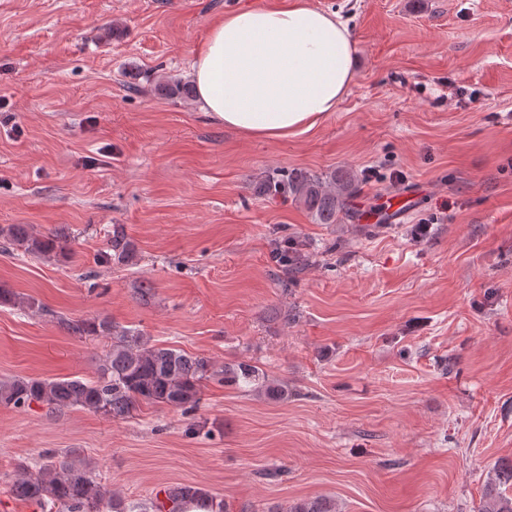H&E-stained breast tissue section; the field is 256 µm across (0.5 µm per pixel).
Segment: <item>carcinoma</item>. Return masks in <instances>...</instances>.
Listing matches in <instances>:
<instances>
[{"instance_id":"obj_1","label":"carcinoma","mask_w":512,"mask_h":512,"mask_svg":"<svg viewBox=\"0 0 512 512\" xmlns=\"http://www.w3.org/2000/svg\"><path fill=\"white\" fill-rule=\"evenodd\" d=\"M355 189L354 178L346 172L330 178L302 170L266 175L260 192L271 198L291 197L303 205L318 224H337L345 213ZM3 249L14 246L23 253L48 258L65 254L56 235L34 233L23 224L0 227ZM136 256V246L119 224L112 226L105 263L128 265ZM272 258L285 281H295L309 266L311 256L297 238L275 244ZM70 335L83 339L104 336L110 348L95 381L79 378H13L0 381V404L16 409L39 404L49 411L72 407L122 418L139 403L197 409L204 384L217 380L226 385L249 388L272 401L288 400V386L272 383L259 369L245 362L220 368L205 357L188 356L172 348H158L139 330L119 327L107 318L70 320L57 317ZM9 492L41 512H183L190 501L211 503L223 512V502L204 488L182 484L163 488L145 502L131 506L109 492L88 465L68 453L44 452L34 469L27 468L9 483ZM287 512H337L336 502L325 497L301 499ZM478 512H512V461L499 463L488 478L483 504Z\"/></svg>"}]
</instances>
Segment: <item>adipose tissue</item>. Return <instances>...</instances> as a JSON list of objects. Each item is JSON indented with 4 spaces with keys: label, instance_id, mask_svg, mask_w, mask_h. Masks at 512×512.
Returning <instances> with one entry per match:
<instances>
[{
    "label": "adipose tissue",
    "instance_id": "obj_1",
    "mask_svg": "<svg viewBox=\"0 0 512 512\" xmlns=\"http://www.w3.org/2000/svg\"><path fill=\"white\" fill-rule=\"evenodd\" d=\"M347 23L309 0L242 7L210 28L192 64L196 102L215 124L285 140L334 112L354 75Z\"/></svg>",
    "mask_w": 512,
    "mask_h": 512
}]
</instances>
